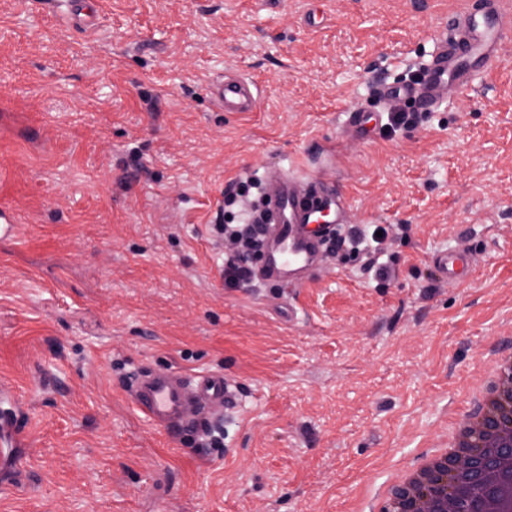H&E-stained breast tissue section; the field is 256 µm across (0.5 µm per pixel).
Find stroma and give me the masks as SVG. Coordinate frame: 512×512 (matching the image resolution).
Wrapping results in <instances>:
<instances>
[{
  "label": "stroma",
  "instance_id": "stroma-1",
  "mask_svg": "<svg viewBox=\"0 0 512 512\" xmlns=\"http://www.w3.org/2000/svg\"><path fill=\"white\" fill-rule=\"evenodd\" d=\"M453 0H108L93 29L53 0H0V410L30 435L0 512H378L512 358V39L472 91L449 90L364 141L341 114L424 58ZM261 106H213L224 71ZM336 147L352 230L281 309L228 288L224 184ZM478 260L455 287L429 256ZM387 277H379V267ZM134 368L221 371L240 391L220 447L151 425Z\"/></svg>",
  "mask_w": 512,
  "mask_h": 512
}]
</instances>
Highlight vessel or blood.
Returning a JSON list of instances; mask_svg holds the SVG:
<instances>
[{
    "instance_id": "obj_1",
    "label": "vessel or blood",
    "mask_w": 512,
    "mask_h": 512,
    "mask_svg": "<svg viewBox=\"0 0 512 512\" xmlns=\"http://www.w3.org/2000/svg\"><path fill=\"white\" fill-rule=\"evenodd\" d=\"M62 2L68 24L88 28L107 0ZM509 37L512 10L504 9L503 0H473L458 21L435 39L420 78L380 84L379 97L408 102L425 112L436 110L448 87L466 90L486 78L499 65V46ZM211 99L225 112H254L259 88L250 77L228 71L213 83ZM380 123V113L358 108L347 112L344 126L348 134L368 139L378 132ZM263 182L267 205L260 227L262 261L252 276L289 290L305 287L331 249L342 245L336 232L352 221L348 198L325 166L303 174L291 166H267ZM430 261L441 279L457 286L467 283L478 266L473 253L453 249L432 254ZM126 390L136 409L175 439L210 429L236 402L235 392L220 372L140 370L129 376ZM0 434L5 437L0 444V467L19 472L14 450L25 445L28 437L15 415L0 414Z\"/></svg>"
}]
</instances>
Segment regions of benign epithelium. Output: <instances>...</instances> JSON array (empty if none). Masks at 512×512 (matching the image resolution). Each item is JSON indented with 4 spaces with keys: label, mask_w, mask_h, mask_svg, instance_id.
<instances>
[{
    "label": "benign epithelium",
    "mask_w": 512,
    "mask_h": 512,
    "mask_svg": "<svg viewBox=\"0 0 512 512\" xmlns=\"http://www.w3.org/2000/svg\"><path fill=\"white\" fill-rule=\"evenodd\" d=\"M504 411L512 417V381L504 389V401L470 423V434L485 441L492 451L485 452L478 446L454 456L435 471H422L421 478L411 486L396 490L403 500L399 512H458L468 480L489 478L499 466L511 465L512 424L506 428L498 418Z\"/></svg>",
    "instance_id": "7a95c632"
}]
</instances>
